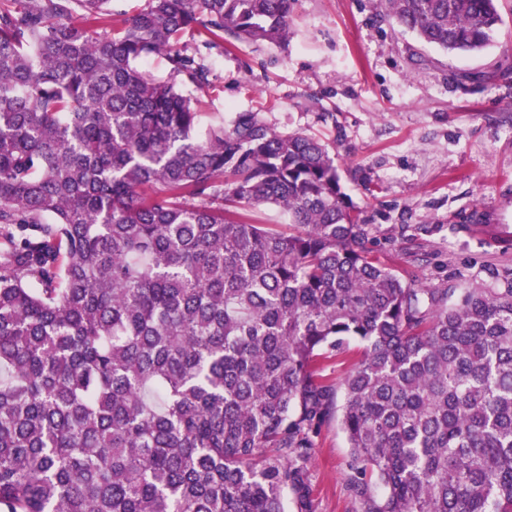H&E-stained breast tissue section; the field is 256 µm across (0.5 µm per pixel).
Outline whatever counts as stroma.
<instances>
[{
	"label": "stroma",
	"mask_w": 512,
	"mask_h": 512,
	"mask_svg": "<svg viewBox=\"0 0 512 512\" xmlns=\"http://www.w3.org/2000/svg\"><path fill=\"white\" fill-rule=\"evenodd\" d=\"M477 55L421 44L376 0H295L285 44L205 51L202 125L257 112L325 139L370 230L368 247L418 288H502L512 244L471 224H512V0ZM337 417L314 439L312 512H365L347 491Z\"/></svg>",
	"instance_id": "35a3bbf8"
}]
</instances>
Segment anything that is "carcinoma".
Here are the masks:
<instances>
[{
    "mask_svg": "<svg viewBox=\"0 0 512 512\" xmlns=\"http://www.w3.org/2000/svg\"><path fill=\"white\" fill-rule=\"evenodd\" d=\"M11 2L0 512H311L333 411L366 512H512V281L415 288L367 248L324 141L257 112L199 130L182 84L209 70L183 39L284 43L294 0H147L112 26V0ZM378 7L448 52L501 23L499 0ZM353 343L337 403L320 364Z\"/></svg>",
    "mask_w": 512,
    "mask_h": 512,
    "instance_id": "obj_1",
    "label": "carcinoma"
}]
</instances>
